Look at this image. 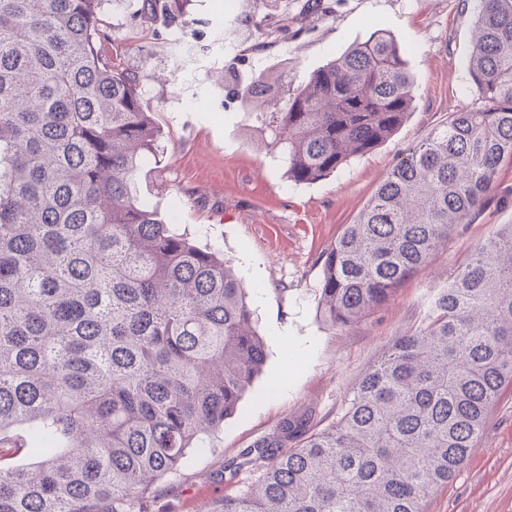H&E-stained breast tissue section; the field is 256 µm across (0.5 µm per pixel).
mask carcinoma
Masks as SVG:
<instances>
[{
	"label": "carcinoma",
	"mask_w": 512,
	"mask_h": 512,
	"mask_svg": "<svg viewBox=\"0 0 512 512\" xmlns=\"http://www.w3.org/2000/svg\"><path fill=\"white\" fill-rule=\"evenodd\" d=\"M109 0H0V512H134L224 427L261 371L249 293L221 253L140 195L159 127L147 75L102 57ZM188 0H142L181 23ZM482 105L409 150L327 253L319 317L348 327L485 205L512 158V0H480ZM375 33L275 113L288 181L388 140L412 107ZM512 384V224L477 247L351 390L339 419L286 418L243 453L254 484L207 512H423Z\"/></svg>",
	"instance_id": "obj_1"
}]
</instances>
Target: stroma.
<instances>
[{"instance_id": "35a3bbf8", "label": "stroma", "mask_w": 512, "mask_h": 512, "mask_svg": "<svg viewBox=\"0 0 512 512\" xmlns=\"http://www.w3.org/2000/svg\"><path fill=\"white\" fill-rule=\"evenodd\" d=\"M302 0H190L179 34L190 59L169 49V30L145 29L139 0H113L109 53L144 75L162 150L148 159L144 196L203 246L230 259L248 289L267 360L204 452L153 487L143 512H203L249 487L259 472L226 463L270 436L284 418L322 429L340 417L348 393L401 335L419 330L430 301L466 258L501 225L512 224V159L500 163L496 190L473 223L441 242L364 321L346 328L317 313L326 252L353 223L406 151L451 113L475 106L467 68L477 0H328L300 18L298 37L264 33L265 16L296 14ZM405 45L413 106L386 142L310 185L289 182L275 146L271 112L312 71L376 31ZM272 77L266 106L248 104L239 85ZM425 512H512V385L489 412L467 465L425 504Z\"/></svg>"}]
</instances>
